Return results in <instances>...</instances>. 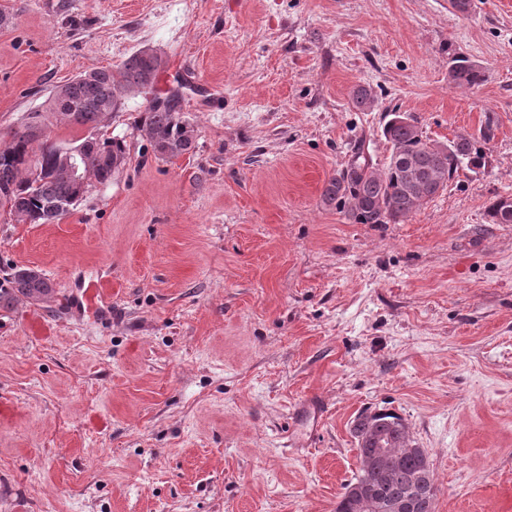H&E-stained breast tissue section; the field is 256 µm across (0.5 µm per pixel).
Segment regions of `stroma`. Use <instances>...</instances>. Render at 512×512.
I'll return each mask as SVG.
<instances>
[{
  "instance_id": "1",
  "label": "stroma",
  "mask_w": 512,
  "mask_h": 512,
  "mask_svg": "<svg viewBox=\"0 0 512 512\" xmlns=\"http://www.w3.org/2000/svg\"><path fill=\"white\" fill-rule=\"evenodd\" d=\"M0 142L56 87L149 47L99 129L126 166L51 224L0 212V512H336L363 410L428 452L435 512H512V0H0ZM482 67L448 81L455 57ZM374 101L352 102L357 86ZM194 149L157 158L150 99ZM485 165L398 224L324 205L386 116ZM106 282L109 299L86 305ZM448 76L449 80L458 87L470 88L485 80L484 72L464 56H458L454 60ZM31 272L27 268L15 270L10 278H7L9 288H0V304L2 306L9 305L19 296L40 300L48 294V288H54V285L48 280L46 287L41 288V281H35L31 276Z\"/></svg>"
}]
</instances>
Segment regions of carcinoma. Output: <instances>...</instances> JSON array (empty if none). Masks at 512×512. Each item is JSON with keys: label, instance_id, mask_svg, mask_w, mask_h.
Segmentation results:
<instances>
[{"label": "carcinoma", "instance_id": "carcinoma-1", "mask_svg": "<svg viewBox=\"0 0 512 512\" xmlns=\"http://www.w3.org/2000/svg\"><path fill=\"white\" fill-rule=\"evenodd\" d=\"M165 61L140 49L130 55L118 72L110 68L91 71L86 78L68 82L62 93L47 99L46 111L56 124L95 128L101 118L119 110L121 96L141 93L153 85ZM449 80L459 87H473L485 80L484 72L466 57L454 60ZM142 131L155 156L173 159L195 147V128L182 109L171 110L148 102ZM47 128L43 111L27 113L21 129L0 146V191L10 190V201L25 224H49L66 215L81 199L86 188L70 179L53 151L42 153L40 176L29 172L36 160V132ZM382 135L390 144L388 161L380 167L362 153L325 185L321 200L334 205L356 224H398L422 202L435 197L426 183L445 188L459 171H475L484 166V150L469 134L460 133L448 141L447 149L424 139L418 127L404 123L393 114ZM85 180L104 183L120 171L111 163H126L124 140L97 139L85 153ZM491 223L512 224V198L501 197L488 209ZM0 288V304L5 306L22 296L40 300L48 294L31 276L29 269L15 270ZM352 434L357 442L360 472L353 478L370 494L386 504L411 496L422 480L426 450L406 453L411 444L404 419L391 412H364L356 417Z\"/></svg>", "mask_w": 512, "mask_h": 512}]
</instances>
